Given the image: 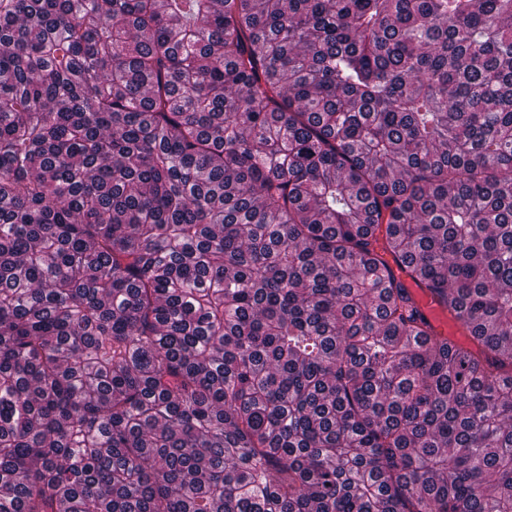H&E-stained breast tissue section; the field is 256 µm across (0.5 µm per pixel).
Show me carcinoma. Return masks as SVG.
<instances>
[{
  "label": "carcinoma",
  "instance_id": "obj_1",
  "mask_svg": "<svg viewBox=\"0 0 512 512\" xmlns=\"http://www.w3.org/2000/svg\"><path fill=\"white\" fill-rule=\"evenodd\" d=\"M0 512H512V0H0ZM384 260L396 278L405 281L409 286L420 312L427 318L433 331L438 335L448 336L460 344L468 345L467 332L463 322L456 316L443 311L433 301L427 289L416 287L400 268L399 263L395 261L393 256L386 254Z\"/></svg>",
  "mask_w": 512,
  "mask_h": 512
}]
</instances>
